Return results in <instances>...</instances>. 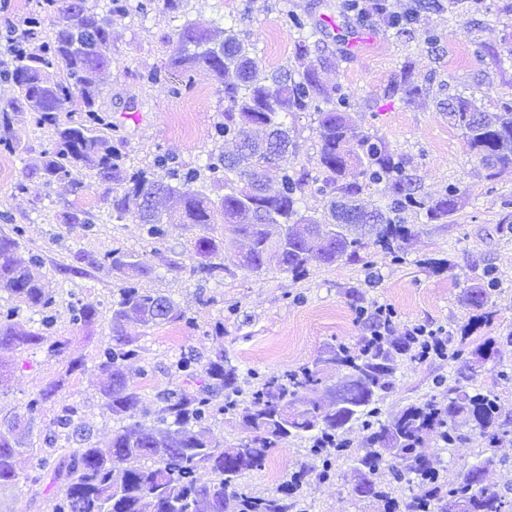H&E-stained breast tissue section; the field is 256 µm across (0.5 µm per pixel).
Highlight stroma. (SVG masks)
<instances>
[{
	"label": "stroma",
	"mask_w": 512,
	"mask_h": 512,
	"mask_svg": "<svg viewBox=\"0 0 512 512\" xmlns=\"http://www.w3.org/2000/svg\"><path fill=\"white\" fill-rule=\"evenodd\" d=\"M371 2L360 0L365 11L356 15L344 11V0H183L177 18L163 0H154L145 17L113 16L112 65L100 77L103 100L112 110V139L129 167H148L164 153L205 161L213 147L219 96L206 70L188 76L169 68L168 37L179 19H218L254 48L263 67L278 70L293 66L299 38L280 22L288 10L307 18L310 58L319 63L325 84H340L352 94L361 130L384 137L410 159L408 172L422 193L435 197L448 186L459 187L456 213L444 222L406 215L413 235L399 261L372 248L364 261L315 264L301 279L274 263L260 275L237 267L233 260L245 243L225 239L229 265L223 279L202 282L188 272L194 262L190 244L199 228L169 224L162 239L147 241L139 225L109 217L93 171L81 165L72 168L68 180L45 186L26 170L50 148V137L20 121L15 127L19 151L0 152V214L24 230L18 258L42 257L33 272L55 296L50 333L65 337L70 356L83 360L84 367L69 376L64 362L43 350H0V419L22 413L33 393L56 380L61 387L55 405H77L94 440H108L120 427L99 392L97 356L111 334V303L122 281L95 263L120 246L146 253L154 273L142 287L170 297L191 319L187 325L126 323V334L142 348L129 366L130 382L149 401L167 390L197 393V384L173 368L180 358L203 362L224 352L247 389L270 373L313 364L331 347L359 349L371 335V313L380 305L393 313L390 339L417 325L443 328L445 355L403 358L392 390L378 403L379 418L390 422L408 405L424 403L455 382L494 392L495 423L484 430L463 427L460 438L449 443L431 431L423 451L446 480L462 466L494 456L485 484L499 495L505 512H512V167L488 175L442 107L455 95L489 112L512 102V0H431L425 10L418 0H385L382 12L371 9ZM390 12L418 21L400 32L388 26ZM425 27L437 31L436 43L422 39ZM156 69L161 78L147 81L146 72ZM405 78L420 95L410 101L388 95L389 86ZM288 124L298 141L294 166L314 169L319 151L314 115L302 113ZM78 209L88 213L91 227L66 223L67 214ZM175 257L184 271L168 269ZM487 269L495 280L493 316L478 323L464 302V289ZM76 304L96 309L95 321L73 324L70 309ZM488 338L494 353L476 365L473 352ZM364 436L361 423H353L345 434L347 449L326 459L308 456L304 440L288 439L262 469L246 471L240 482L266 495L305 461L312 470L292 512H386L384 500L353 491L359 473L352 458Z\"/></svg>",
	"instance_id": "obj_1"
}]
</instances>
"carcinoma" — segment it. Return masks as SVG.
I'll list each match as a JSON object with an SVG mask.
<instances>
[{
  "mask_svg": "<svg viewBox=\"0 0 512 512\" xmlns=\"http://www.w3.org/2000/svg\"><path fill=\"white\" fill-rule=\"evenodd\" d=\"M87 2L41 0L21 21L22 47L0 68V79L16 89L14 104L0 110V150L17 151L16 117L32 114L35 124L47 128L52 138V147L44 151L37 168L45 184L64 181L70 168L81 164L107 185L103 201L112 214L141 225L147 238H162L166 224L199 227L201 234L192 242V277L209 281L224 276V239L210 233L212 224H222L224 233L249 241V251L237 260L238 267L259 274L274 257L282 271L300 277L312 263L360 261V251L371 246L397 261L400 242L411 234L404 214L423 213L430 221H443L456 212L457 187H448L437 199L417 194L406 172L409 161L392 153L382 138L358 129L350 94L340 85H323L317 68L306 62V39L296 46L301 71L270 72L234 27L216 20L178 28L168 66L184 73L200 67L210 72L220 101V119L212 137L234 140L237 154L212 151L205 164L194 166L158 155L153 160L156 173L124 167L112 145V113L102 102L99 76L112 64V14L144 15L152 0H108L102 13ZM445 110L486 169L512 166L511 105L501 112H485L470 99L453 97ZM301 112L317 115L318 175L296 171L284 155L297 148L287 119ZM354 172L368 185H388L382 207L365 210L357 203L361 185L348 181ZM210 185L221 186L224 194L211 196ZM308 190L326 198L318 216L298 207ZM147 195L156 201L173 196L179 209L169 214L156 206L147 210L143 207ZM326 231L335 238L329 246L320 243ZM21 237L18 225L0 234V288L39 313L42 329L23 327L20 305H0V348L39 347L63 357L67 342L47 335L55 300L30 266L16 257ZM97 263L133 278L112 302V336L98 362L100 393L112 415L128 423L113 431L109 443L101 447L92 442L90 427L80 422L78 407L57 409L48 447L62 440L71 449L51 465L44 457H31V473L25 477L31 489L57 486V493L44 500L47 512H291L293 494L308 474L306 464L269 495L242 491L240 477L264 466L273 449L291 437L307 441L314 456L332 448L340 452L346 448L343 432L360 420L367 430L366 452L354 461L368 476L356 494L385 495L370 475L380 464L374 449L392 448L415 476L420 493L414 496L413 507L420 512H448L450 503L462 504L464 512H501V499L482 485L477 474L480 467L494 465L493 457L462 468L448 483L437 479L438 473L420 451L423 436L434 427L441 428L448 441L461 424L480 429L490 424L498 414L496 398L472 394L455 384L422 405L406 407L387 424L370 420L381 393L393 388L395 354L413 351L414 337H403L392 350L382 341L357 352L335 348L312 365L270 374L248 391L238 384L237 368L222 352L198 368L179 359L176 368L199 382L196 395L169 390L148 403L130 385L128 362L139 356L141 347L136 338L124 335V324L131 318L146 326L187 323L189 318L170 297L139 286L137 280L153 272L145 255L114 248ZM488 285L492 282L475 281L466 288L469 307L487 308ZM96 316L92 307H72L76 324H90ZM321 363L333 364L353 377L344 388L347 406L337 413L323 411L318 400ZM59 387L58 381L48 383L26 401L25 415L0 421V487L19 482L23 449L13 441L14 429L21 419L40 413ZM147 413L156 416L157 424L139 421ZM224 414L235 416L245 431L242 439L227 447L211 436L207 426L209 419ZM201 467L215 474L211 483H198L195 472Z\"/></svg>",
  "mask_w": 512,
  "mask_h": 512,
  "instance_id": "obj_1",
  "label": "carcinoma"
}]
</instances>
